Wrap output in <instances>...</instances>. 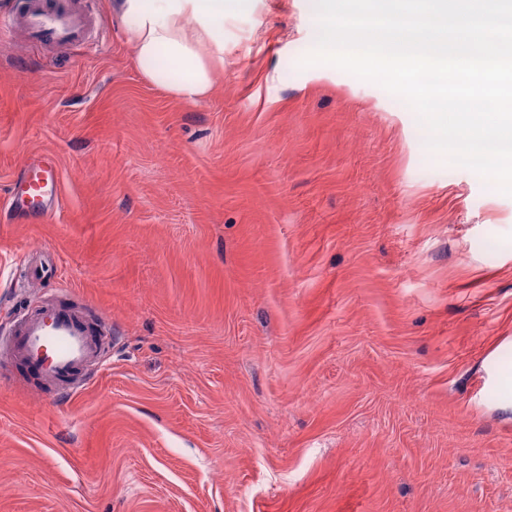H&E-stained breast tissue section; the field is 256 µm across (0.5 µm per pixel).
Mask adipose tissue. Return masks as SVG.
<instances>
[{"instance_id": "obj_1", "label": "adipose tissue", "mask_w": 512, "mask_h": 512, "mask_svg": "<svg viewBox=\"0 0 512 512\" xmlns=\"http://www.w3.org/2000/svg\"><path fill=\"white\" fill-rule=\"evenodd\" d=\"M128 24L137 69L175 99L205 98L224 64V0H109Z\"/></svg>"}]
</instances>
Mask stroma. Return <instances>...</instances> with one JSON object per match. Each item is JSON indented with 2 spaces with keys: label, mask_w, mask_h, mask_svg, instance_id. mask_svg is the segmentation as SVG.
Wrapping results in <instances>:
<instances>
[{
  "label": "stroma",
  "mask_w": 512,
  "mask_h": 512,
  "mask_svg": "<svg viewBox=\"0 0 512 512\" xmlns=\"http://www.w3.org/2000/svg\"><path fill=\"white\" fill-rule=\"evenodd\" d=\"M87 6L83 47L0 37V341L67 288L112 348L65 404L0 354V512H512V196L302 66L311 0H227L194 104ZM13 203L37 223L47 218L58 201L60 171L56 158L46 154L29 160L15 181Z\"/></svg>",
  "instance_id": "stroma-1"
}]
</instances>
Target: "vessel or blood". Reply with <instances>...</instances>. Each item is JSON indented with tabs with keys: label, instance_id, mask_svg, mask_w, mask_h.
<instances>
[{
	"label": "vessel or blood",
	"instance_id": "b4317fda",
	"mask_svg": "<svg viewBox=\"0 0 512 512\" xmlns=\"http://www.w3.org/2000/svg\"><path fill=\"white\" fill-rule=\"evenodd\" d=\"M18 26L41 48L86 42L87 20L70 0H24L16 13L0 18V30ZM59 193V165L46 154L25 164L15 182L13 203L40 222L54 209ZM108 334L107 325L90 320L83 307L58 299L23 315L6 346L32 381L68 401L76 393L75 381L99 360Z\"/></svg>",
	"mask_w": 512,
	"mask_h": 512
}]
</instances>
